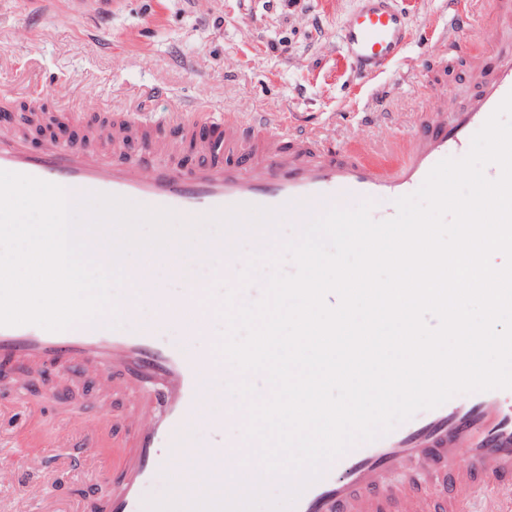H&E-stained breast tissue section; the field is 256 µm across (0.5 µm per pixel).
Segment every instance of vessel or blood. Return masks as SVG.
Returning <instances> with one entry per match:
<instances>
[{
    "instance_id": "1",
    "label": "vessel or blood",
    "mask_w": 512,
    "mask_h": 512,
    "mask_svg": "<svg viewBox=\"0 0 512 512\" xmlns=\"http://www.w3.org/2000/svg\"><path fill=\"white\" fill-rule=\"evenodd\" d=\"M448 18L437 38L445 49L462 53L474 14L470 0H445ZM342 51L354 73L367 83L407 57L413 41L410 24L397 0H357L340 33ZM476 80L469 103L451 117L434 114L417 130L407 158L395 174L379 172L365 159L326 144L322 124L291 111L247 117L219 114L209 102L181 106L171 116L179 134L199 124L218 126L219 143L204 141L202 163L193 171L163 163L176 145L150 138L145 120L129 117L97 131L104 150L81 140L49 141L34 153L13 133L0 132V170L51 182L82 194H108L168 211L188 223L217 226L198 236L192 257L176 241L158 250L159 262L174 270L186 263L223 266L226 286L244 289L252 300L261 283L242 286L246 259L240 249L273 250L283 219L304 224L337 199L373 201L371 215L395 216V199L413 194L441 160L464 157L474 130L512 93V43L499 46L492 66L471 65ZM137 297L117 296L118 326L82 322L62 331L33 324L0 326V360L21 364H63L87 378L122 372L138 391L143 408L129 412L133 443L121 472L101 500L104 512H146L142 491L157 471H165L184 499L201 495L206 482L215 492L230 490L234 478L247 485H273L259 460H244V436L225 437L223 418L205 412L203 396L216 391L224 362L210 347L218 332L206 316L190 323V343L172 345L162 338L167 320L202 293L195 279L179 289L160 287L145 273L136 276ZM152 320L137 316L143 304ZM207 425L212 439L198 446L195 432ZM422 471L438 483L435 494L422 493L411 479ZM22 498L45 497L43 486L21 483L16 469L0 464V490ZM289 512H512V389L458 394L441 406L417 412L392 431L361 442L327 463Z\"/></svg>"
}]
</instances>
